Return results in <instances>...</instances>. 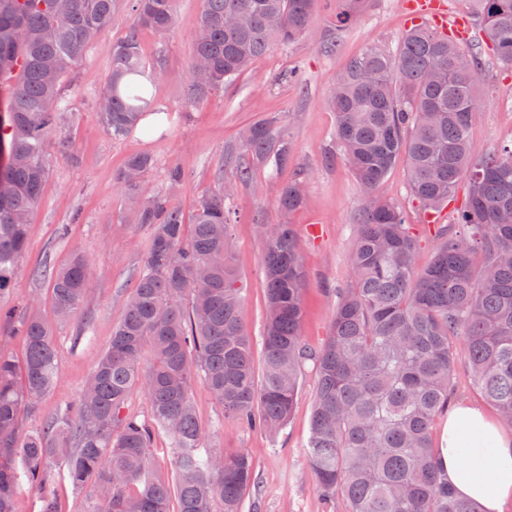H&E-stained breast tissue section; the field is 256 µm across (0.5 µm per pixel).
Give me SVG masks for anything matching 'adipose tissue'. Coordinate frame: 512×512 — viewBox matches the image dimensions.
Masks as SVG:
<instances>
[{"label":"adipose tissue","instance_id":"adipose-tissue-1","mask_svg":"<svg viewBox=\"0 0 512 512\" xmlns=\"http://www.w3.org/2000/svg\"><path fill=\"white\" fill-rule=\"evenodd\" d=\"M441 462L457 496L479 502L484 512H502L512 497V435L477 406L450 405Z\"/></svg>","mask_w":512,"mask_h":512}]
</instances>
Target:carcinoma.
Here are the masks:
<instances>
[{
  "mask_svg": "<svg viewBox=\"0 0 512 512\" xmlns=\"http://www.w3.org/2000/svg\"><path fill=\"white\" fill-rule=\"evenodd\" d=\"M124 0H0V87L8 90L0 144L22 157L0 163V292L12 287L38 206L55 136L72 103L62 84L104 33ZM134 18L112 45L109 77L97 114L113 138L157 113L140 34L167 37L176 0H129ZM477 24L494 54L512 68V0H477ZM317 0H201L186 106L193 107L247 71L273 43L288 45L312 30ZM483 65L478 53L432 27L414 25L392 52L369 48L337 74L329 95L336 150L360 188L350 281L337 291L328 336L313 351L302 337L305 276L289 224H260L266 303L264 366L256 380L242 288L233 260L226 184L199 205L185 232L174 193L185 177L167 169L168 192L148 194V154L129 157L116 173L124 205L149 230L143 269L109 346L96 359L75 403L23 429V414L50 392L60 374L53 327L32 312L20 323L22 361L0 352V512H15L19 463L41 488L64 463L75 487L93 493L85 512H242L252 480L245 452L200 455L203 433L191 399L203 381L224 417L258 421L269 431L292 413L307 363L316 374L308 457L319 494L347 500L349 512H481L448 486L433 427L448 413L457 353L473 381L512 424V146L475 161L470 130ZM234 157L236 182L258 163L288 165V135L273 118L245 127ZM408 195L432 220L436 247L418 265L420 239L405 205L382 188L399 158ZM465 205L445 208L461 180ZM305 202L302 182L280 191L286 212ZM54 316L73 318L89 301L92 275L75 255L49 270ZM150 351L153 361L144 366ZM141 389L150 420L125 413ZM164 432L175 478L152 469L150 447ZM220 508H215V505Z\"/></svg>",
  "mask_w": 512,
  "mask_h": 512,
  "instance_id": "obj_1",
  "label": "carcinoma"
}]
</instances>
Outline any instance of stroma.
<instances>
[{
    "mask_svg": "<svg viewBox=\"0 0 512 512\" xmlns=\"http://www.w3.org/2000/svg\"><path fill=\"white\" fill-rule=\"evenodd\" d=\"M345 0H319L313 32L292 44L271 45L247 72L212 94L197 108L185 110L187 75L192 63L200 0H177V24L166 39L141 33L148 64L162 63L165 74L151 89L156 104L165 107L164 129L150 135L135 129L115 139L100 125L95 98L106 82L113 44L132 22L122 6L111 26L90 45L86 58L64 83L73 111L62 132L49 144L53 167L29 224L26 250L15 282L0 295V307L22 321L30 310L52 320L49 282L39 269L65 264L73 254L87 260L93 294L72 320L54 323V342L61 373L53 391L25 415L26 430L38 428L59 409L74 403L91 368L112 336L127 297L141 269L149 232L135 224L124 208L115 172L133 155L155 160L144 189L165 186L168 167L179 166L185 181L177 196L185 222H192L201 201L216 191L234 169L225 157L235 148L240 130L253 121L276 117L291 140L287 167H254L252 183L238 185L228 202L235 243V269L244 299V318L252 338L255 369L263 367L262 331L265 310L263 242L258 224L293 225L306 270L305 317L302 336L314 349L327 336L336 290L349 281L353 219L360 203L354 177L343 161L326 164L334 149L336 114L329 89L341 70L365 49H394L411 27L406 0H366L359 18L337 28L336 14ZM449 19L470 22V42L482 49L484 79L475 99L476 121L470 133L473 157L512 143V68L495 59L483 32L474 27L475 0H443ZM333 34L334 49L322 44ZM300 70L295 83H279L283 71ZM300 179L306 204L291 213L276 203L280 187ZM316 377L305 368L293 413L278 432L225 418L203 383L192 399L203 431L204 449L243 451L253 462V482L242 499V512H325L316 490L307 444L314 405Z\"/></svg>",
    "mask_w": 512,
    "mask_h": 512,
    "instance_id": "35a3bbf8",
    "label": "stroma"
}]
</instances>
